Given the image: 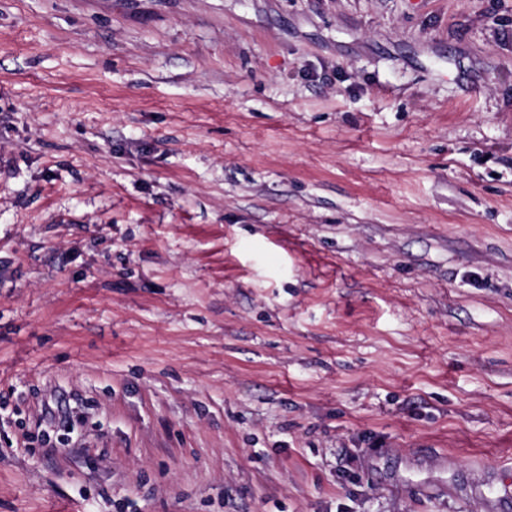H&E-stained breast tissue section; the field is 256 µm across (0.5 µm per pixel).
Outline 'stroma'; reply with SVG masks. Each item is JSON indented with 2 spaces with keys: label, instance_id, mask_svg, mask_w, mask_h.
<instances>
[{
  "label": "stroma",
  "instance_id": "stroma-1",
  "mask_svg": "<svg viewBox=\"0 0 512 512\" xmlns=\"http://www.w3.org/2000/svg\"><path fill=\"white\" fill-rule=\"evenodd\" d=\"M509 469L512 0H0V512Z\"/></svg>",
  "mask_w": 512,
  "mask_h": 512
}]
</instances>
